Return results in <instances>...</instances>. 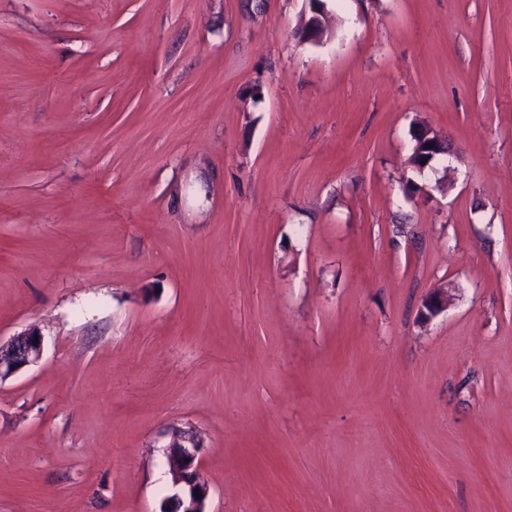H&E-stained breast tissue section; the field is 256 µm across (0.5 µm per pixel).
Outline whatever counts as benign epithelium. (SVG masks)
<instances>
[{"label":"benign epithelium","instance_id":"obj_1","mask_svg":"<svg viewBox=\"0 0 512 512\" xmlns=\"http://www.w3.org/2000/svg\"><path fill=\"white\" fill-rule=\"evenodd\" d=\"M311 16L296 31L297 39L302 43L320 40L326 32L325 9L323 0H309ZM451 144L444 137L425 128V132L416 133L414 162L422 168V161H432L438 155L450 152ZM448 306V295L437 289L432 292L425 308L431 315L443 311ZM40 332L30 326L18 332L6 341L0 340V382L6 380L27 366L36 363L42 354L43 339ZM169 460L173 467V494L162 503L161 512H206L209 488L201 475L199 448L189 432L179 427L172 429ZM201 493L196 497L194 492Z\"/></svg>","mask_w":512,"mask_h":512}]
</instances>
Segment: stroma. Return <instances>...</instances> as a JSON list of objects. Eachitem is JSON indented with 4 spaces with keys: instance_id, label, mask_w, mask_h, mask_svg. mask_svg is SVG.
Wrapping results in <instances>:
<instances>
[{
    "instance_id": "obj_1",
    "label": "stroma",
    "mask_w": 512,
    "mask_h": 512,
    "mask_svg": "<svg viewBox=\"0 0 512 512\" xmlns=\"http://www.w3.org/2000/svg\"><path fill=\"white\" fill-rule=\"evenodd\" d=\"M325 5L0 0V512H512V0ZM324 0H309L311 16L296 31L297 39L302 43L317 42L326 32ZM424 128L425 131L423 133L418 130L415 136L413 159L420 168L426 167L436 156L448 154L451 149L449 140L435 133L426 125H424ZM427 144H430V147H427ZM424 158H427V161H425V164H422ZM35 336H38L37 343H34ZM42 349V335L34 326L12 335L6 341L0 337V383L36 363ZM172 435L169 464L172 461L170 471L174 492L164 499L163 510L159 512H206L209 488L201 475L199 448L194 437L186 430L172 428ZM184 442H189L191 446H186ZM195 489L199 490L201 498L194 495Z\"/></svg>"
}]
</instances>
